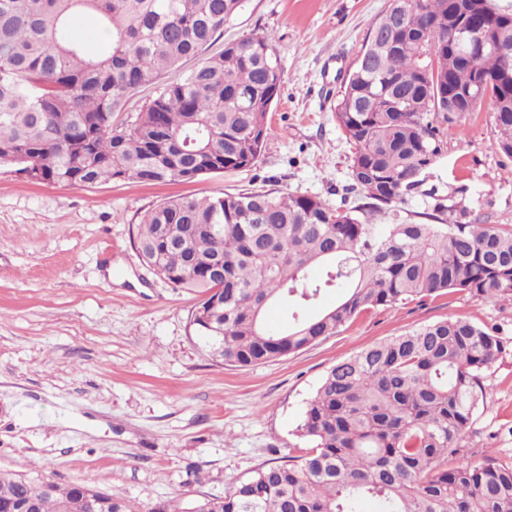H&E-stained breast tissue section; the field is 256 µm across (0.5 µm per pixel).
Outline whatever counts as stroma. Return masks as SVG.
Instances as JSON below:
<instances>
[{
	"mask_svg": "<svg viewBox=\"0 0 512 512\" xmlns=\"http://www.w3.org/2000/svg\"><path fill=\"white\" fill-rule=\"evenodd\" d=\"M389 0H245L225 41L271 34L283 83L257 163L194 182L40 183L0 164V470L96 486L138 512L192 494L223 496L261 464L302 450L306 400L337 362L456 315L498 328L508 349L485 373L488 396L468 454L512 463V305L462 293L379 307L335 336L247 368L220 365L189 325L196 293L138 256L133 232L165 198L279 190L332 208L350 191L352 147L334 117L339 75ZM483 103L445 128L423 177L489 223L512 226V158Z\"/></svg>",
	"mask_w": 512,
	"mask_h": 512,
	"instance_id": "35a3bbf8",
	"label": "stroma"
}]
</instances>
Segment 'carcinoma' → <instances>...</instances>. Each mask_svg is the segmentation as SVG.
Here are the masks:
<instances>
[{
    "instance_id": "1",
    "label": "carcinoma",
    "mask_w": 512,
    "mask_h": 512,
    "mask_svg": "<svg viewBox=\"0 0 512 512\" xmlns=\"http://www.w3.org/2000/svg\"><path fill=\"white\" fill-rule=\"evenodd\" d=\"M243 0H0V164L30 178L83 186L116 178L187 182L254 166L283 70L269 34L224 44L172 83L161 78L199 56ZM82 12L112 34L89 57L74 27ZM512 10L493 0H389L340 85L335 118L353 145L351 189L362 214L395 210L419 192L441 155L440 125L485 100L512 96L503 62L486 48L450 57L448 22L491 38ZM484 79L480 96L448 111V93ZM155 87L133 121L112 114ZM496 146L512 157V112L495 119ZM466 189L430 190L435 224H373L318 196L239 192L181 196L149 210L133 238L142 262L200 295L189 325L213 361L249 367L336 335L362 312L466 293L512 305V227L482 224ZM224 259L223 273L188 261ZM342 290L333 308L308 303ZM288 307L285 329L265 313ZM502 337L454 316L370 345L337 362L306 401L299 436L311 447L267 463L222 497L152 512H512V465L464 454L487 399L486 371ZM0 472V500L38 499L37 512H134L84 484Z\"/></svg>"
}]
</instances>
